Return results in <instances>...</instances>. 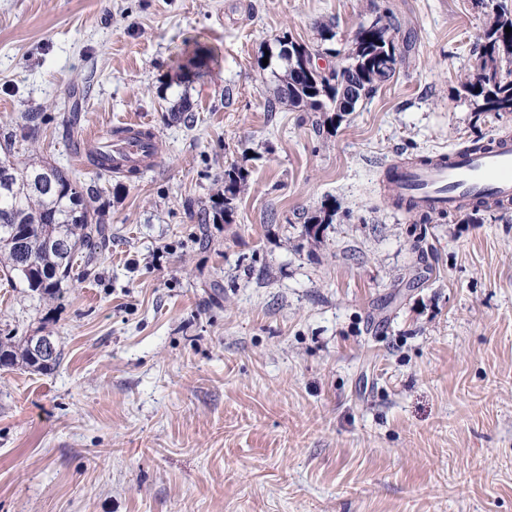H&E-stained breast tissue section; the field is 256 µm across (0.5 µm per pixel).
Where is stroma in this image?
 <instances>
[{"label": "stroma", "mask_w": 512, "mask_h": 512, "mask_svg": "<svg viewBox=\"0 0 512 512\" xmlns=\"http://www.w3.org/2000/svg\"><path fill=\"white\" fill-rule=\"evenodd\" d=\"M497 1L0 0V159L96 186L112 227L58 299L0 274V331L63 353L0 369V512H512V208L420 224L385 180L512 133L461 88ZM379 14L393 79L330 128L266 111L279 37L345 55ZM126 117L153 167L99 174L85 135ZM233 164V223H199ZM336 214V205H325L318 212L309 216L305 223L307 235L313 237L314 239L318 238L324 224H332ZM315 227L316 230L314 233H312V229Z\"/></svg>", "instance_id": "stroma-1"}]
</instances>
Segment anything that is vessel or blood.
Here are the masks:
<instances>
[{
  "mask_svg": "<svg viewBox=\"0 0 512 512\" xmlns=\"http://www.w3.org/2000/svg\"><path fill=\"white\" fill-rule=\"evenodd\" d=\"M112 153L123 165H144L146 148L137 140L113 146ZM395 192L416 201L419 208L452 211L463 201L495 198L512 202V136H499L485 149L458 150L439 155L432 162L391 165Z\"/></svg>",
  "mask_w": 512,
  "mask_h": 512,
  "instance_id": "vessel-or-blood-1",
  "label": "vessel or blood"
}]
</instances>
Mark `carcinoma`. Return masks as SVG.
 I'll return each instance as SVG.
<instances>
[{
  "instance_id": "carcinoma-1",
  "label": "carcinoma",
  "mask_w": 512,
  "mask_h": 512,
  "mask_svg": "<svg viewBox=\"0 0 512 512\" xmlns=\"http://www.w3.org/2000/svg\"><path fill=\"white\" fill-rule=\"evenodd\" d=\"M512 11L497 10L484 30L479 50L477 80L467 77L462 88L473 98L479 112H512ZM391 17L379 15L371 25L362 24L356 33L349 55L336 52L334 61L324 66L316 62L307 46L287 35L295 57L281 64L279 84L274 98L267 100V111L286 105L299 112H330L326 120L333 123L349 112L345 91L351 87L349 64L358 67L354 91L362 99L375 88L394 77L395 67L375 64L377 52L393 42ZM211 55L197 49L179 64L180 74H197L208 66ZM129 134L124 129H110L102 136V144L88 151L92 165L102 173L121 171L133 177L136 167L121 170L112 165V151L105 144L121 140ZM248 173L236 165L224 170V189L212 197L213 220L233 222L232 201L247 182ZM11 189L7 198L0 197V264L5 266V278L20 279L29 290L44 300H53L62 293V283L71 278L75 256L82 265L77 278L84 277L85 268L112 241V227L101 222L93 207L98 189L78 185L62 168L44 160H0V184ZM334 205L322 207L308 217V236L318 238L324 225L336 217ZM33 336H0V368L21 365L48 374L60 364L61 350L39 356L34 351Z\"/></svg>"
}]
</instances>
